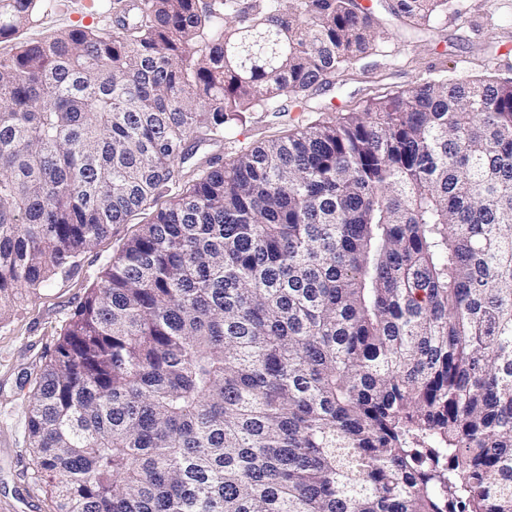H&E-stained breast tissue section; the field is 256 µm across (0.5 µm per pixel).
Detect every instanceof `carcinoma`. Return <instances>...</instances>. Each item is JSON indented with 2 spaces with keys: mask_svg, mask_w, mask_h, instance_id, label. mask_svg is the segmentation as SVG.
<instances>
[{
  "mask_svg": "<svg viewBox=\"0 0 512 512\" xmlns=\"http://www.w3.org/2000/svg\"><path fill=\"white\" fill-rule=\"evenodd\" d=\"M388 42L356 0H131L0 55V323L156 207L36 373L54 512H512V78L307 121ZM283 95L292 130L169 195Z\"/></svg>",
  "mask_w": 512,
  "mask_h": 512,
  "instance_id": "1",
  "label": "carcinoma"
}]
</instances>
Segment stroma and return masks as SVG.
I'll list each match as a JSON object with an SVG mask.
<instances>
[{
  "mask_svg": "<svg viewBox=\"0 0 512 512\" xmlns=\"http://www.w3.org/2000/svg\"><path fill=\"white\" fill-rule=\"evenodd\" d=\"M360 2L388 34L389 53L369 57L337 75L318 93L317 102L338 107L368 97L378 86L401 90L439 73L472 79L488 74L493 66L500 76L512 77V0H451L447 15L422 30L395 15L391 0ZM110 3L49 0L24 36L37 41L57 29L106 26ZM287 130L284 119L251 114L240 135L201 146L185 170L201 169L212 158L230 162L241 147L282 136ZM151 216L147 210L115 225L106 239L82 256L76 269L16 301L10 322L0 324V512H52L46 485L34 478L35 460L29 449L31 381L53 353L62 325L96 285L106 264Z\"/></svg>",
  "mask_w": 512,
  "mask_h": 512,
  "instance_id": "35a3bbf8",
  "label": "stroma"
}]
</instances>
